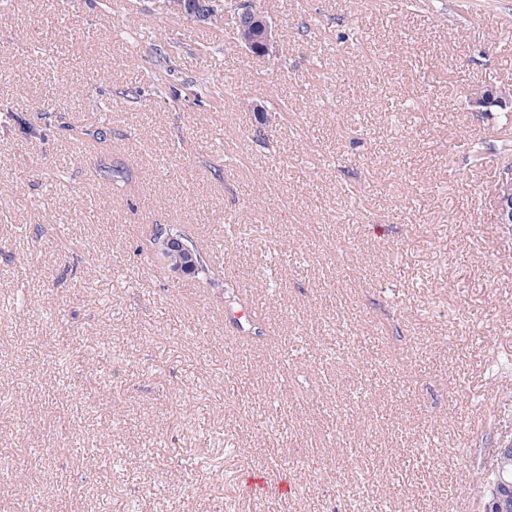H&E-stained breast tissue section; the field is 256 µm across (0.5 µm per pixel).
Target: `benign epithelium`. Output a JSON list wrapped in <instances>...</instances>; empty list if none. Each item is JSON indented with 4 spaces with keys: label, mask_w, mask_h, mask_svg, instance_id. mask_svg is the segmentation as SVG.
<instances>
[{
    "label": "benign epithelium",
    "mask_w": 512,
    "mask_h": 512,
    "mask_svg": "<svg viewBox=\"0 0 512 512\" xmlns=\"http://www.w3.org/2000/svg\"><path fill=\"white\" fill-rule=\"evenodd\" d=\"M232 8L240 12L239 25L242 30V48L249 52L270 55L276 51L278 30L271 17L252 0H197L189 18L206 22ZM469 104L478 112H490L498 106L512 108V98L501 93L499 88H476L469 96ZM497 223L512 227V172L499 178L494 198ZM179 248L195 258L193 250L172 235L164 236L157 244L156 252Z\"/></svg>",
    "instance_id": "1"
}]
</instances>
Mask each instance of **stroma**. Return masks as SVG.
<instances>
[{
  "instance_id": "1",
  "label": "stroma",
  "mask_w": 512,
  "mask_h": 512,
  "mask_svg": "<svg viewBox=\"0 0 512 512\" xmlns=\"http://www.w3.org/2000/svg\"><path fill=\"white\" fill-rule=\"evenodd\" d=\"M404 3L261 0L262 57L162 0H0V512H484L479 458L512 439V376L487 369L512 360V228L503 112L468 94L512 89V0ZM50 117L108 140L28 135ZM156 224L223 287L164 269ZM227 286L264 347L229 332ZM498 224L512 227V172L503 173L498 181L494 198ZM161 229H164L165 232L170 233L177 238L183 239L185 242H187V244L191 246L197 256L196 265L192 270L187 271L184 275L183 273L185 270L173 271L172 273L178 276H189L205 285L219 286V283L221 282V276L223 280L224 272L220 267H217L213 263L211 255L207 249L203 248V246L199 244L198 241L194 240V238L186 232L184 227L172 224L163 225V227H161L160 224L155 225V227L152 229V234L150 235L149 239L152 245L157 233ZM172 235H166L160 240L159 244H157L156 252L161 253L163 251H169L173 248H180L181 250L186 251L189 257L194 260L195 255L193 250ZM193 260L190 261L192 262Z\"/></svg>"
}]
</instances>
